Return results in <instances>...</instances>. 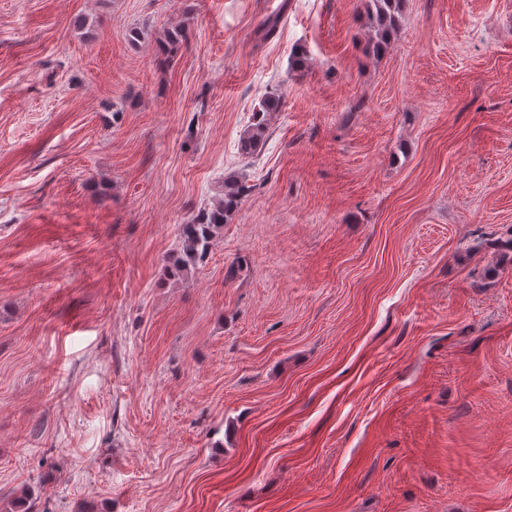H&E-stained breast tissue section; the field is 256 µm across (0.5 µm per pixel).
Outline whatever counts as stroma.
<instances>
[{"label": "stroma", "mask_w": 512, "mask_h": 512, "mask_svg": "<svg viewBox=\"0 0 512 512\" xmlns=\"http://www.w3.org/2000/svg\"><path fill=\"white\" fill-rule=\"evenodd\" d=\"M369 8L0 0V512H512V0ZM375 8L372 10L374 28L379 36L375 43L376 49H381L385 45L389 34L395 29L398 22L397 14L399 12L400 0H371ZM281 106V98L278 94L270 93L262 98L258 107L252 113L251 129L240 141V152L246 157L255 154L267 128L271 115L278 112ZM249 185L238 176H230L224 180V198H220L212 208L199 211L192 224L183 225L182 252L184 257L174 264L171 273H181L187 265L203 261L209 253L214 238L250 191Z\"/></svg>", "instance_id": "35a3bbf8"}]
</instances>
